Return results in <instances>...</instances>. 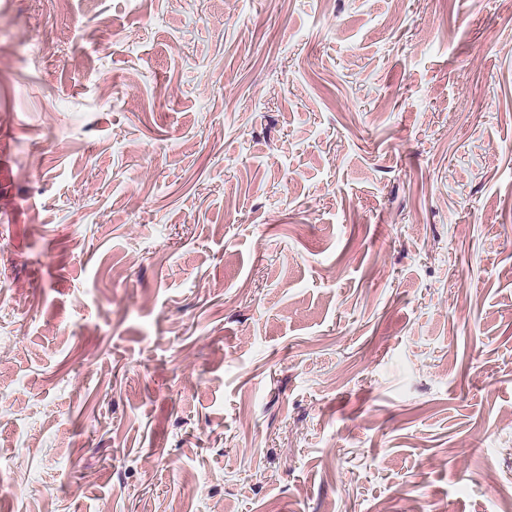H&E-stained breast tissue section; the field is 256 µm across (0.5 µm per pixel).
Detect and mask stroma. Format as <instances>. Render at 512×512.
Instances as JSON below:
<instances>
[{"mask_svg":"<svg viewBox=\"0 0 512 512\" xmlns=\"http://www.w3.org/2000/svg\"><path fill=\"white\" fill-rule=\"evenodd\" d=\"M0 512H512V0H0Z\"/></svg>","mask_w":512,"mask_h":512,"instance_id":"1","label":"stroma"}]
</instances>
